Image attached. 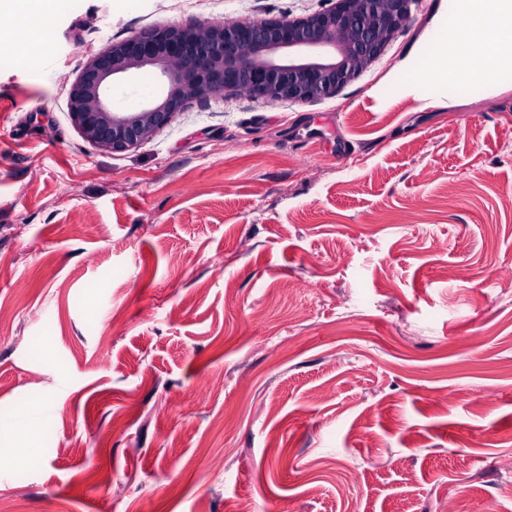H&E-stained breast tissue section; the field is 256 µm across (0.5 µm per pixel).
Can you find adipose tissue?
<instances>
[{
	"label": "adipose tissue",
	"instance_id": "ef3b65f1",
	"mask_svg": "<svg viewBox=\"0 0 512 512\" xmlns=\"http://www.w3.org/2000/svg\"><path fill=\"white\" fill-rule=\"evenodd\" d=\"M455 36L439 60L437 73L416 70L405 85L418 92L426 83L448 87L459 83L497 85L501 72L512 70V0H457Z\"/></svg>",
	"mask_w": 512,
	"mask_h": 512
}]
</instances>
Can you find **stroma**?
<instances>
[{
	"label": "stroma",
	"mask_w": 512,
	"mask_h": 512,
	"mask_svg": "<svg viewBox=\"0 0 512 512\" xmlns=\"http://www.w3.org/2000/svg\"><path fill=\"white\" fill-rule=\"evenodd\" d=\"M329 4L63 0L0 53V445L33 449L0 512H512V72L437 108L384 84L454 0L312 103H195L118 154L70 121L110 41ZM45 33V25H43L38 31L26 26L14 28L7 32H1L0 45L1 48L3 45H7L14 49L24 47L28 52L35 53L40 39L45 35Z\"/></svg>",
	"instance_id": "1"
}]
</instances>
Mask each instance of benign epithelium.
I'll use <instances>...</instances> for the list:
<instances>
[{
  "mask_svg": "<svg viewBox=\"0 0 512 512\" xmlns=\"http://www.w3.org/2000/svg\"><path fill=\"white\" fill-rule=\"evenodd\" d=\"M413 2L336 0L294 19L170 24L111 41L69 89L71 122L86 142L116 154L135 150L194 102L235 94L269 105L311 103L366 71L410 23ZM145 67L159 70L166 93L114 111V83Z\"/></svg>",
  "mask_w": 512,
  "mask_h": 512,
  "instance_id": "7a95c632",
  "label": "benign epithelium"
}]
</instances>
